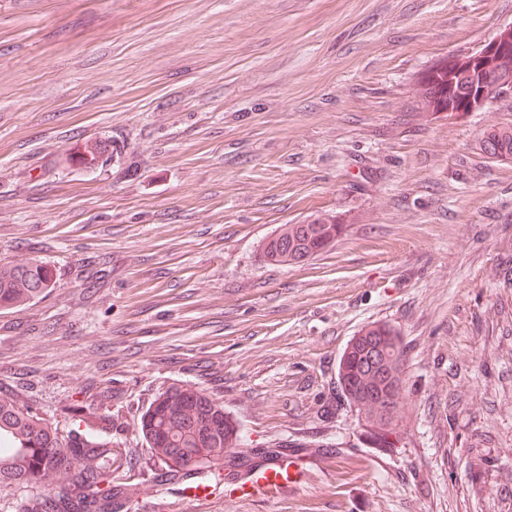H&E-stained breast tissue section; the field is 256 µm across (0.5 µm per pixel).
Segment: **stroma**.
Instances as JSON below:
<instances>
[{"mask_svg": "<svg viewBox=\"0 0 512 512\" xmlns=\"http://www.w3.org/2000/svg\"><path fill=\"white\" fill-rule=\"evenodd\" d=\"M510 23L512 0H0V266L56 281L0 309V392L64 430L84 405L140 470L141 414L191 383L242 461L295 462L285 499L158 480L129 512H512V162L477 148L512 99L427 120L414 90ZM321 212L350 218L329 251L264 261ZM372 322L406 347L386 445L322 413Z\"/></svg>", "mask_w": 512, "mask_h": 512, "instance_id": "stroma-1", "label": "stroma"}]
</instances>
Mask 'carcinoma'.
I'll use <instances>...</instances> for the list:
<instances>
[{"label": "carcinoma", "instance_id": "obj_1", "mask_svg": "<svg viewBox=\"0 0 512 512\" xmlns=\"http://www.w3.org/2000/svg\"><path fill=\"white\" fill-rule=\"evenodd\" d=\"M512 83V28L497 35L495 47L479 60L442 57L417 77V109L430 119L477 112L484 107L476 88L486 81ZM480 149L489 158L512 160V123L483 132ZM340 213H322L306 224H283L266 238L262 257L277 265L297 264L328 251L346 230ZM55 286L51 266L32 259L0 268V308L41 298ZM405 388V348L392 325L362 328L343 351L336 391L363 415L365 425L386 438L394 433ZM141 433L157 464L154 478L180 479L232 458L241 445L239 423L203 389L173 384L150 402L140 418ZM131 467L126 451L92 428L61 433L17 398L0 395V489L12 491L13 512H128L136 485L122 471Z\"/></svg>", "mask_w": 512, "mask_h": 512}]
</instances>
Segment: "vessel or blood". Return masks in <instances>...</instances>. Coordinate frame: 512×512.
Here are the masks:
<instances>
[{
  "label": "vessel or blood",
  "instance_id": "1",
  "mask_svg": "<svg viewBox=\"0 0 512 512\" xmlns=\"http://www.w3.org/2000/svg\"><path fill=\"white\" fill-rule=\"evenodd\" d=\"M294 483L288 477V463L285 457L275 458L265 466L251 470L242 478L225 480L222 486L212 482L195 480L184 485V497L204 502L210 500L215 491H222L225 499L254 498L277 500L287 497L293 490Z\"/></svg>",
  "mask_w": 512,
  "mask_h": 512
}]
</instances>
